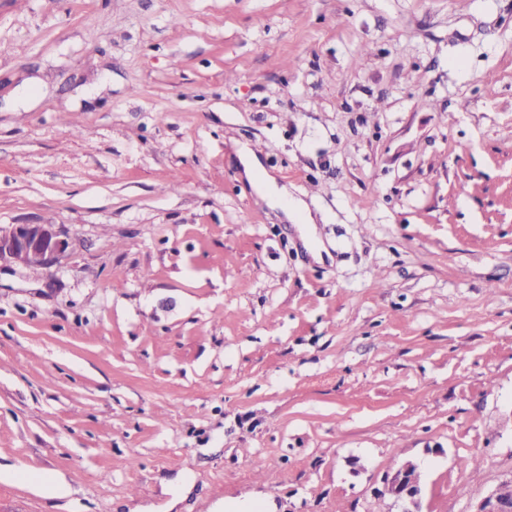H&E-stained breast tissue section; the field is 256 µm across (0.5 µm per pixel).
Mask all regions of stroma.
I'll return each instance as SVG.
<instances>
[{
	"label": "stroma",
	"mask_w": 512,
	"mask_h": 512,
	"mask_svg": "<svg viewBox=\"0 0 512 512\" xmlns=\"http://www.w3.org/2000/svg\"><path fill=\"white\" fill-rule=\"evenodd\" d=\"M9 224L69 249L0 267V512H401L409 461L421 512H471L512 479V0H0ZM235 151L241 167L240 177L250 185L257 197L270 208L281 209L286 219H292L295 213H302L304 215V225L300 227V232L305 242L310 245L313 258L318 262L322 261V251L330 257L331 254L327 248L314 242L313 226L316 223L306 202L292 196L287 185H280L277 178L264 169L257 154L251 148L237 142L235 143ZM410 467H419L413 463L404 465L387 482L386 491L401 505V512H419L420 501L423 493V484L413 483L407 478Z\"/></svg>",
	"instance_id": "1"
}]
</instances>
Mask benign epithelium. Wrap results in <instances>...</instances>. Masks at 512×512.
Masks as SVG:
<instances>
[{"label": "benign epithelium", "mask_w": 512, "mask_h": 512, "mask_svg": "<svg viewBox=\"0 0 512 512\" xmlns=\"http://www.w3.org/2000/svg\"><path fill=\"white\" fill-rule=\"evenodd\" d=\"M69 243L55 224L0 226V266L25 265L33 258L42 268L57 264ZM412 467L404 465L387 482L386 491L401 505V512H419L423 485L407 478ZM471 512H512V499L502 496L500 486L490 489Z\"/></svg>", "instance_id": "1"}]
</instances>
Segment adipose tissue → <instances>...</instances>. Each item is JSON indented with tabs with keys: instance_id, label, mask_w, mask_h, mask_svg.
Returning a JSON list of instances; mask_svg holds the SVG:
<instances>
[{
	"instance_id": "1",
	"label": "adipose tissue",
	"mask_w": 512,
	"mask_h": 512,
	"mask_svg": "<svg viewBox=\"0 0 512 512\" xmlns=\"http://www.w3.org/2000/svg\"><path fill=\"white\" fill-rule=\"evenodd\" d=\"M235 151L240 163V177L246 181L259 199L273 209H281L285 218H292L300 213L304 216V225L300 232L302 238L310 245V252L315 260H322L323 248L317 245L314 238L315 219L310 213L306 202L292 196L287 185L278 182L263 167L257 154L249 147L236 145Z\"/></svg>"
}]
</instances>
